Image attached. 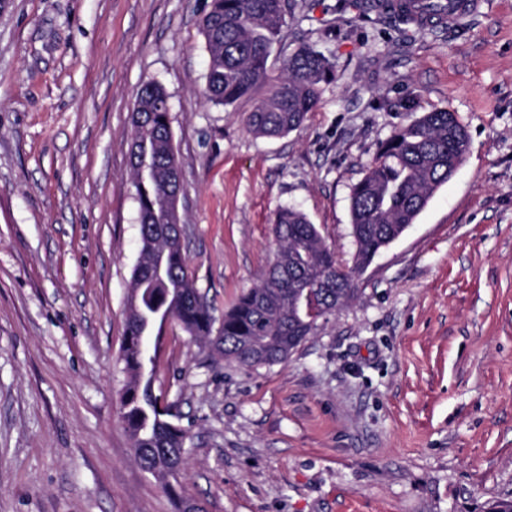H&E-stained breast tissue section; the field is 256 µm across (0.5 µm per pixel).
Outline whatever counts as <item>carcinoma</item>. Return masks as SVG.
<instances>
[{
  "label": "carcinoma",
  "instance_id": "1",
  "mask_svg": "<svg viewBox=\"0 0 512 512\" xmlns=\"http://www.w3.org/2000/svg\"><path fill=\"white\" fill-rule=\"evenodd\" d=\"M284 17V0H212L202 33L209 55L205 97L231 106L250 98L258 85L267 94L248 114L249 132L281 137L296 130L320 102V83L333 77L321 51L299 46L270 82L268 61ZM164 89L143 86L132 113L129 158L147 152L152 178L131 166L138 203L142 250L133 268L121 361L128 374L120 403L130 447L140 466L170 494L185 468L188 431L172 420L144 370L142 337L154 339L158 356L165 324L173 322L226 361L247 367L282 364L318 327L349 304L355 280L375 256L414 222L434 191L463 164L469 140L457 113L426 112L394 130L382 143L364 177L351 190L352 265L342 266L316 225L287 206L275 215L276 249L255 287L240 294L221 316L194 287L189 262L166 204L183 190L179 161L170 147V118Z\"/></svg>",
  "mask_w": 512,
  "mask_h": 512
}]
</instances>
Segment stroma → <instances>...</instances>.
Listing matches in <instances>:
<instances>
[{"label": "stroma", "mask_w": 512, "mask_h": 512, "mask_svg": "<svg viewBox=\"0 0 512 512\" xmlns=\"http://www.w3.org/2000/svg\"><path fill=\"white\" fill-rule=\"evenodd\" d=\"M372 0H288L269 59L334 76L283 137L203 97L211 0L0 8V512H492L512 499V0L416 29ZM168 96L195 285L224 311L296 206L351 265L350 191L392 131L457 113L463 165L283 364L167 327L154 390L189 432L177 497L135 461L120 352L141 242L129 165L142 86Z\"/></svg>", "instance_id": "obj_1"}]
</instances>
